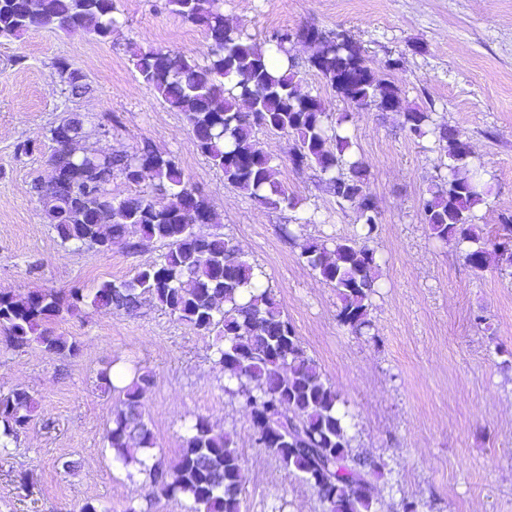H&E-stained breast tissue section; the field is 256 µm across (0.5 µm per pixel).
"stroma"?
<instances>
[{
	"label": "stroma",
	"instance_id": "35a3bbf8",
	"mask_svg": "<svg viewBox=\"0 0 512 512\" xmlns=\"http://www.w3.org/2000/svg\"><path fill=\"white\" fill-rule=\"evenodd\" d=\"M107 40L83 30L33 29L0 38V292L44 288L90 294L104 281L131 279L162 253L113 246L61 245L30 193L48 174L46 138L67 113L84 121L85 147L133 153L144 146L175 156L249 262L264 273L309 356L352 416L354 453L384 462L372 476L377 512H512V279L471 269L432 238L421 204L443 174L441 153L402 129L393 112L357 110L317 72L303 87L330 114L349 113V134L368 171L380 230L372 247L380 268L370 337L352 335L338 318L336 291L305 266L279 227L302 238L351 236L356 212L340 205L315 169H294L289 141L257 132L277 178L297 208L269 210L227 184L198 149L182 113L142 82L130 50L164 49L205 61V32L164 8L162 0H115ZM224 21L257 40L275 30L312 26L347 32L370 66L386 70L406 106H431L438 121L466 141L491 191L483 232L496 236L512 213V0H222ZM67 61L85 87L74 96L57 66ZM30 142L32 153L17 154ZM486 324H478L477 316ZM48 327L77 345L74 355L22 349L0 341V395L27 389L34 419L0 449V512H186L182 500L150 503L133 486L105 441L118 405L99 386L114 364L149 372L144 395L154 433L153 457L173 464L195 416L231 432L245 469L242 512H322L315 491L252 442L241 397L224 391L210 360L215 337L198 333L150 301L138 310L82 306Z\"/></svg>",
	"mask_w": 512,
	"mask_h": 512
}]
</instances>
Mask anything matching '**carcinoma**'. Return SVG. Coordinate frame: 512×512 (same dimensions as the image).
Segmentation results:
<instances>
[{
    "label": "carcinoma",
    "mask_w": 512,
    "mask_h": 512,
    "mask_svg": "<svg viewBox=\"0 0 512 512\" xmlns=\"http://www.w3.org/2000/svg\"><path fill=\"white\" fill-rule=\"evenodd\" d=\"M166 8L205 31L211 42L206 61L184 54L138 48L132 62L144 83L170 108L183 113L197 146L224 172V181L272 210L295 208V197L276 179L277 168L259 146L255 131L291 140L289 161L313 168L338 202L357 213L359 228L350 237L306 241L300 258L322 281L336 288L337 317L359 336L369 333L378 264L369 247L377 236L379 211L366 192L367 168L351 137L344 133L349 114L331 118L321 100L304 93L300 65L290 47L312 38L308 67L338 96L361 110L395 112L413 137L432 138L444 152L448 175L438 176L423 199L421 215L432 238L451 246L476 271L490 267L512 276V214L500 218L499 239L484 236L480 207L489 190L477 178L470 146L429 110L403 107L399 89L371 68L361 47L343 33L314 27L286 29L268 43L285 56L286 70L272 67L264 45L224 23L217 0H166ZM114 0H0V37L19 38L32 28L83 29L101 40L112 34ZM58 71L71 94L83 89L79 74L61 61ZM49 130V161L63 171L66 188L32 186L61 244L109 250L124 242L132 251L141 242H160L166 251L126 281H104L90 300L96 310L131 312L141 298L153 302L203 335H215L213 363L235 387L224 391L244 399L250 409L255 444L317 493L324 512H375L369 475L381 464L349 454V413L339 395L307 354L269 288L251 291L263 272L250 263L214 223L209 203L185 178L175 159L151 147L133 154L74 156ZM107 169L130 184L150 180L151 193L112 197ZM200 224L214 230L202 233ZM139 229L141 241L127 240ZM85 297L35 289L17 299L0 293V331L15 349L37 343L56 355H73L74 342L55 336L46 322L74 313ZM101 387L123 394L107 441L115 461L141 463L137 454L155 447L146 421L144 388L152 376L135 375L116 387L109 371L98 374ZM36 401L26 389L0 395V447L7 448L33 420ZM153 501L182 498L190 512H242L243 459L230 432H217L195 417L182 438L177 463L158 460L143 469Z\"/></svg>",
    "instance_id": "cac0c4a2"
}]
</instances>
